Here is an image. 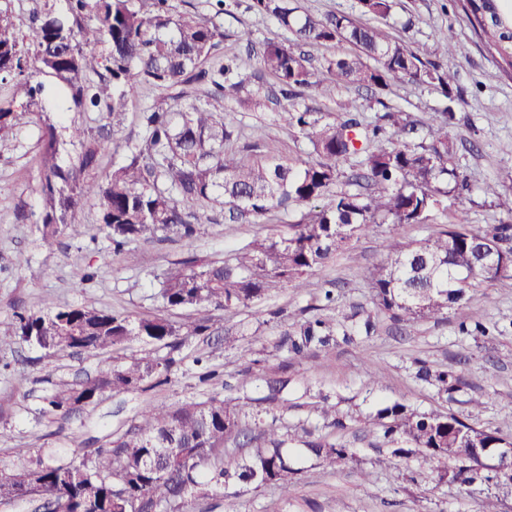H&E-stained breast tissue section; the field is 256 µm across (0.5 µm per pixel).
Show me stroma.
<instances>
[{"label":"stroma","instance_id":"35a3bbf8","mask_svg":"<svg viewBox=\"0 0 512 512\" xmlns=\"http://www.w3.org/2000/svg\"><path fill=\"white\" fill-rule=\"evenodd\" d=\"M300 15L323 17L346 14L357 22L381 29L390 39L405 42L429 54L437 39L454 30L456 47L447 65L456 75L460 98L457 120L448 136L456 147V164L473 192L469 199L448 200L445 213L429 224L381 225L367 236L351 240L323 266L308 273L306 287L282 285L260 303L233 311L214 310L210 317L217 333L187 336L179 351L182 362L167 383L144 390L106 392L74 416L45 417L41 400L58 384H75L111 367L117 351L56 354L19 341L0 349V467L18 462L23 451L66 463L71 451H93L112 435L125 432L138 409L147 403L170 406L202 398L209 386L199 384L193 359L205 352L209 367L223 372L225 397L247 399L253 412L275 418L289 447L299 440L328 438L349 448L355 461L328 465L307 460L289 497L270 486H238L236 495L209 490L193 500L191 512H481L485 499L496 501L500 512H512V484L477 483L465 487L437 483L429 466L417 458L392 455L378 443L367 423L382 404L397 400L422 409L450 412L475 428L497 430L512 438V423L504 415L512 410V288L486 284L470 292L461 310L447 318L424 320L406 326L376 312L374 336L336 348L311 351L307 357L288 359L282 341L293 332L304 311L323 289L339 291V302L330 313L339 319L351 307H371V290L364 270L377 266L387 245L420 240L462 221L480 230L512 223V187L501 197H485L480 188L512 167V70L502 65L474 34L458 0H395L389 17L363 14L358 0H291ZM224 40L217 61L234 59L241 73L251 75L242 99L230 103L226 122L240 140L256 145L263 155L310 160L306 140L285 129L276 113L309 106L337 112L341 102H351L360 118L375 121L385 110H400L417 124L427 123L441 111L446 98L433 86L399 82L377 95L352 85H340L331 97L304 92L295 99L273 105L265 100L270 77L260 76L257 51L270 39L290 42L293 35L277 22L248 8V0H225L219 18ZM39 128L21 116L15 135L0 137V321L20 310H49L56 306L95 308L139 318L165 314L178 323L194 321L191 308L161 311L156 274L180 268L182 261H224L239 249L262 240L286 224L297 223L304 207L272 211L259 224H228L222 214L204 221L192 240L174 232L159 233L154 240H138L129 249L135 263L115 256L103 260L108 242L97 233L98 210L83 202L75 222L83 230L51 243L43 242L36 224L19 220V211L40 212ZM480 318L488 336L473 337L459 324ZM252 349L256 359L253 376L241 383L239 373L248 367L241 352ZM436 369H451L463 380L461 390L446 400L414 377L417 362ZM381 367L380 382H371L365 364ZM287 379L288 386L276 403L265 400V381ZM327 395L336 407L342 427L324 423L315 410L317 394ZM417 474L418 485L408 481Z\"/></svg>","mask_w":512,"mask_h":512}]
</instances>
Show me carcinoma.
Masks as SVG:
<instances>
[{"label": "carcinoma", "instance_id": "cac0c4a2", "mask_svg": "<svg viewBox=\"0 0 512 512\" xmlns=\"http://www.w3.org/2000/svg\"><path fill=\"white\" fill-rule=\"evenodd\" d=\"M478 37L512 69V10L503 0H459ZM364 13L386 17L394 0H360ZM207 15L175 10L171 0H67L66 12L43 0L26 19L9 3H0V83H11V100L0 103V133L15 127L14 108L40 107L44 85L28 70L54 77L66 90L62 103L100 114L92 129L73 125L69 137L81 150L77 159L58 162L55 125L37 112L40 123V190L43 209L36 223L44 239L67 231L75 209L86 199L98 202V232L115 253L139 239L173 230L196 236L207 208L218 204L234 223H259L271 211L309 205L296 224L286 225L261 242L235 253L230 263H214L169 272L159 278L166 310L194 308L228 311L261 300L275 284L307 287L304 275L323 265L346 242L376 224H428L441 199L467 184L454 166L455 147L448 125L455 117L456 75L443 60L453 52V30L438 39L437 60L378 28L343 14L322 18L296 14L290 0H253L252 8L292 32L295 43L269 40L260 56L281 91L298 96L306 89L328 96L340 84L380 91L402 81L427 83L448 103L417 129L401 111H388L385 123H363L348 108L328 117L310 107L278 113L282 125L307 140L316 160L298 168L279 156L250 155V146H233L235 127L224 121L226 105L241 99L246 79L232 62L208 64L224 40L215 17L224 0ZM31 32L25 44L23 28ZM346 42L353 50L318 69L301 45ZM167 91L163 102L139 113L140 139L125 144V163L101 179L102 151L118 147L122 115L141 85ZM357 159L344 176L342 164ZM512 186V169L484 184L498 196ZM512 281V224L483 233L468 224H449L422 241L388 247L386 259L368 272L373 301L398 322L440 320L485 283ZM211 318L175 325L161 315L132 320L86 307L58 306L47 311H16L0 322V348L20 339L48 353L96 352L132 342L162 344L171 355L161 360L132 354L97 379L54 391L43 398L41 413L53 417L80 411L107 391L141 388L179 363L178 336L202 335ZM377 321L363 309L344 320L308 319L288 337L290 358L339 341L370 337ZM416 377L439 393L462 388L452 370L433 371L422 364ZM244 405L224 400L218 391L206 400L178 406L148 404L133 427L112 437L91 455L56 464L42 457L0 471V504L50 500L58 512H188L203 488L226 490L239 483L273 486L288 497L304 467L283 448L280 427L255 421L257 432L243 434ZM379 432L392 454L420 455L439 481L471 486L495 478L512 484V460H500L491 477L477 448H511L499 432L479 430L456 415L418 411L394 402L376 412ZM245 435L252 451L235 464L224 463L229 440ZM306 451L332 464L355 461L348 449L327 440L306 443Z\"/></svg>", "mask_w": 512, "mask_h": 512}]
</instances>
